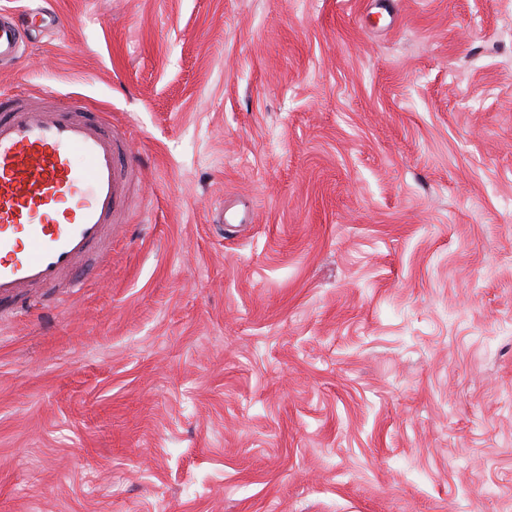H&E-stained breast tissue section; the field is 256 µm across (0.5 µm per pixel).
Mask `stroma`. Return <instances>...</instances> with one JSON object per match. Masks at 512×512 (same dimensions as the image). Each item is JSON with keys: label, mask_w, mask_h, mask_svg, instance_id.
Returning <instances> with one entry per match:
<instances>
[{"label": "stroma", "mask_w": 512, "mask_h": 512, "mask_svg": "<svg viewBox=\"0 0 512 512\" xmlns=\"http://www.w3.org/2000/svg\"><path fill=\"white\" fill-rule=\"evenodd\" d=\"M28 8L139 182L0 321V512H512V0Z\"/></svg>", "instance_id": "35a3bbf8"}]
</instances>
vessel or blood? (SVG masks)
I'll return each instance as SVG.
<instances>
[{"instance_id": "obj_1", "label": "vessel or blood", "mask_w": 512, "mask_h": 512, "mask_svg": "<svg viewBox=\"0 0 512 512\" xmlns=\"http://www.w3.org/2000/svg\"><path fill=\"white\" fill-rule=\"evenodd\" d=\"M53 21L1 9L0 62ZM136 177L127 140L84 104L0 93V315L40 289L80 290L126 224Z\"/></svg>"}]
</instances>
